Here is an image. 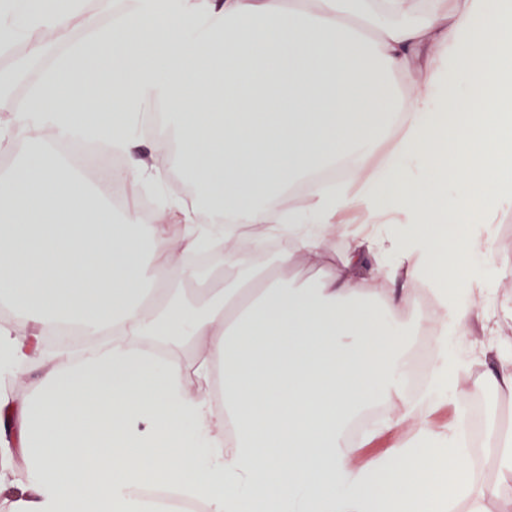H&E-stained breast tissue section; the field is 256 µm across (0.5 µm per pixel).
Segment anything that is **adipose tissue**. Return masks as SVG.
Returning a JSON list of instances; mask_svg holds the SVG:
<instances>
[{"label":"adipose tissue","mask_w":512,"mask_h":512,"mask_svg":"<svg viewBox=\"0 0 512 512\" xmlns=\"http://www.w3.org/2000/svg\"><path fill=\"white\" fill-rule=\"evenodd\" d=\"M76 20L97 26L78 0H0V42L30 35L34 59ZM101 34L56 57L26 110L1 74L0 112L22 130L127 149L163 105L154 153L111 177L159 184L177 170L193 198L143 231L134 209L113 223L50 144L0 176V305L18 315L0 326L11 512H151L141 490L153 483L209 512H406L412 499L426 512L460 499L512 512L501 483L472 475L458 425L431 422L439 405L463 407L459 375L512 390V352L469 341L496 320L489 285L463 286L485 225L512 200V0H127ZM470 63L491 77L484 95L462 84ZM348 214L382 230L352 239L317 287L251 267L278 230L293 241L279 267L322 262ZM466 216L474 225L457 233ZM223 217L241 277L196 296L169 289L195 281L181 258ZM370 254L391 260L393 288L372 287ZM420 287L435 306L413 336L433 328L436 363L418 403L399 382L412 336L394 320ZM66 320L89 332L119 321L128 337L76 364L42 344ZM157 333L194 341L192 372L130 351L129 337ZM28 366L33 391L15 399ZM374 406L388 411L382 430L411 419L417 439L363 461L347 429Z\"/></svg>","instance_id":"adipose-tissue-1"}]
</instances>
